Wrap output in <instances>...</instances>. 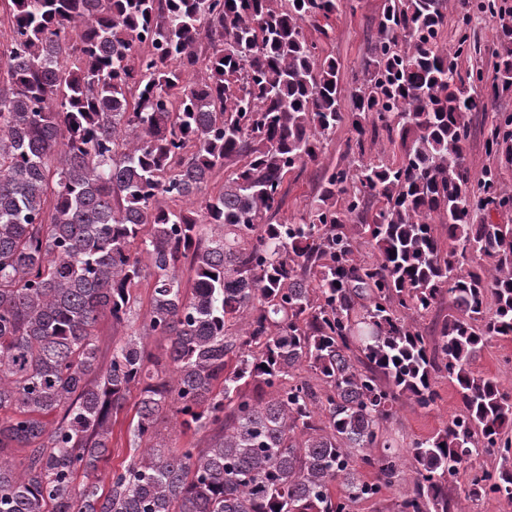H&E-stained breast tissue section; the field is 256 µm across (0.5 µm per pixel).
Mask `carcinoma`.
Instances as JSON below:
<instances>
[{
  "instance_id": "cac0c4a2",
  "label": "carcinoma",
  "mask_w": 512,
  "mask_h": 512,
  "mask_svg": "<svg viewBox=\"0 0 512 512\" xmlns=\"http://www.w3.org/2000/svg\"><path fill=\"white\" fill-rule=\"evenodd\" d=\"M341 2L4 0L0 512H351L397 482L388 423L404 398L434 405L440 378L460 410L407 450L396 512H451L448 483L494 451L462 493L512 504V394L473 371L512 335V224L488 220L512 189L465 161L469 115L512 92V26L478 91L440 44L447 0H386L346 109L340 63L306 32L327 35ZM341 125L348 163L276 220L288 174ZM484 147L512 163L511 113ZM238 160L199 209L160 204ZM143 283L149 323L101 363L99 322L126 325ZM443 301L431 338L415 321ZM134 389L139 456L105 489ZM166 416L207 445H170Z\"/></svg>"
}]
</instances>
